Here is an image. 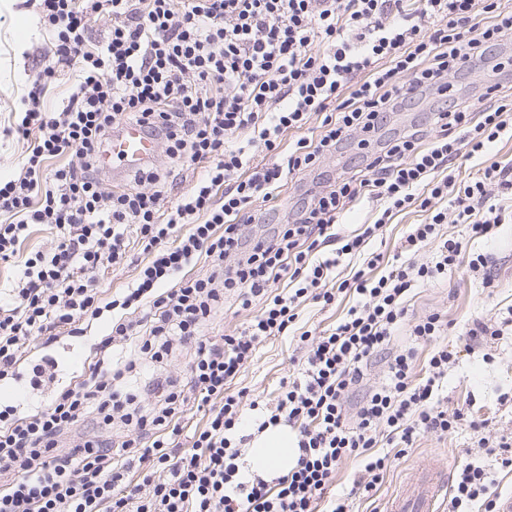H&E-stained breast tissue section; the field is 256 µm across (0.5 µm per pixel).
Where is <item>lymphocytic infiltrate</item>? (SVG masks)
I'll list each match as a JSON object with an SVG mask.
<instances>
[{"instance_id":"f902f5d3","label":"lymphocytic infiltrate","mask_w":512,"mask_h":512,"mask_svg":"<svg viewBox=\"0 0 512 512\" xmlns=\"http://www.w3.org/2000/svg\"><path fill=\"white\" fill-rule=\"evenodd\" d=\"M52 33L54 51L30 80L11 129L28 147L18 169L0 180V261L19 259L0 288V382L18 379L19 351L60 336H81L111 313L78 380L42 409L21 414L0 406V512H355L391 467L390 449L407 452L420 437H445L484 422L440 409L438 391L457 354L441 344L448 327L432 313L411 329L432 344L424 377L415 351L394 356L385 383L356 414L346 397L364 379L363 363L381 353L402 325L409 292L460 263L494 287L487 255L464 256L461 241L440 237L456 219L470 238H490L512 201V164L497 161L470 181H456L459 156L486 155L512 133V102L500 97L512 57L494 50L512 40L504 0H23ZM109 21L103 39L92 18ZM490 75L476 100L439 106L428 126L375 142L388 113L448 92L449 74L474 61ZM71 83L58 108L46 105L52 79ZM319 116L316 139L285 144L287 132ZM154 132L168 167L148 162L122 185L106 183L98 155L123 124ZM365 151L358 172L306 189L286 223L248 239L258 200L273 199L289 176L318 167L346 140ZM261 148L266 162L255 161ZM65 157V164L47 162ZM192 179L179 190L176 173ZM381 216L351 234L338 219L361 199ZM410 207L425 212L403 244L410 258L369 250L384 226ZM55 228L56 245L20 256L31 225ZM136 240L145 258L132 286L105 297L99 270L127 257ZM436 251L425 262L413 251ZM210 271L189 275L199 259ZM349 278L326 281L344 261ZM287 292H276L278 281ZM355 303L335 328L301 333L309 349L297 376L283 381L275 406L253 418L258 429L297 431L296 462L271 480L251 475L243 392L231 384L268 338L286 335L308 301ZM234 298L251 317L240 332L207 337L205 328ZM192 349L184 383H169L143 406L128 383L175 350ZM206 426L183 443L189 405ZM121 423V440L59 446L86 417ZM387 453H377L379 442ZM358 459L349 492L328 497L339 465ZM144 463L133 483L135 463ZM491 471L462 466L448 512H499Z\"/></svg>"}]
</instances>
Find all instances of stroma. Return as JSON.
<instances>
[{
    "label": "stroma",
    "instance_id": "1",
    "mask_svg": "<svg viewBox=\"0 0 512 512\" xmlns=\"http://www.w3.org/2000/svg\"><path fill=\"white\" fill-rule=\"evenodd\" d=\"M15 0H0V176L11 174L26 149L25 143L15 136L6 135V128L17 120L20 100L27 91V83L47 58L50 36L46 31L31 35L34 20L29 9H18ZM471 249L489 253L498 269V281L493 295H485L475 283L467 265H460L448 275L412 290L407 302L408 324L433 312L447 316L450 326L446 341L449 348H460L455 364L448 368V382L440 395V405L448 412L462 411L485 421L484 435L490 441L500 436H512V335L502 337L498 344L481 345L474 352L462 351V334L468 324L479 318L501 322L512 315V223L498 228L491 241H474ZM348 298H338L336 303L324 307L305 304L294 330L288 335L269 338L262 344L254 360L236 380L235 389H246L250 398L275 405L280 383L303 360L307 346L299 339L300 332H318L335 326L351 306ZM111 314L94 321L92 329L82 337L62 336L47 355L58 363L54 380L33 386L28 382L32 368L42 355L33 345L22 348L20 368L24 381L0 384V403L13 404L23 411L44 408L55 392L81 375L93 356V345L98 336L108 332ZM416 347L417 376H424L429 354L427 346L415 345L408 329L394 336L389 352L373 358L367 367L363 388L355 390L351 404L362 400L367 387L384 382L390 353ZM190 358L189 350L174 351L163 362L152 365L138 380L139 399L142 403L154 402L158 384L182 378ZM475 437L465 431L444 438L430 435L421 437L414 448L394 460L374 503H361L359 512H370L371 506H384L398 493L413 470L433 464L455 477L458 470L470 461V448Z\"/></svg>",
    "mask_w": 512,
    "mask_h": 512
}]
</instances>
